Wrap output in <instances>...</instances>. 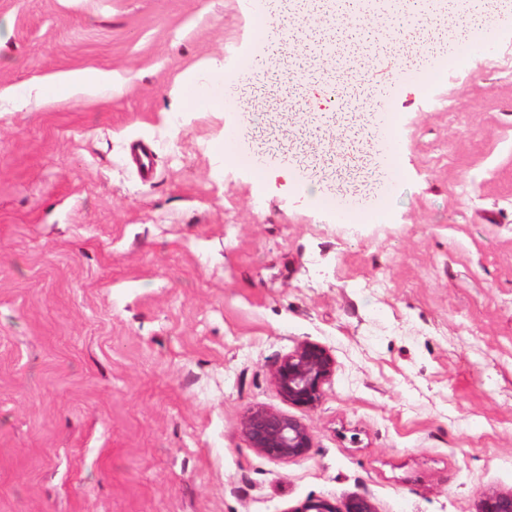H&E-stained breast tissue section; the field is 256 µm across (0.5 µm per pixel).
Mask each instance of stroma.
I'll list each match as a JSON object with an SVG mask.
<instances>
[{"instance_id": "stroma-1", "label": "stroma", "mask_w": 512, "mask_h": 512, "mask_svg": "<svg viewBox=\"0 0 512 512\" xmlns=\"http://www.w3.org/2000/svg\"><path fill=\"white\" fill-rule=\"evenodd\" d=\"M260 47L248 0H0V512H476L512 490V14L489 53L395 89L393 159L354 83L385 92L394 56L259 77ZM88 68L111 94L17 106ZM231 130L284 164L256 172ZM305 342L336 359L312 409L272 380ZM254 407L300 419L308 454L250 448ZM375 505L370 497L363 494H354L347 497L340 504L328 498H308L295 506L290 512H376Z\"/></svg>"}]
</instances>
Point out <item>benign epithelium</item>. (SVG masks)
I'll use <instances>...</instances> for the list:
<instances>
[{
	"label": "benign epithelium",
	"instance_id": "benign-epithelium-1",
	"mask_svg": "<svg viewBox=\"0 0 512 512\" xmlns=\"http://www.w3.org/2000/svg\"><path fill=\"white\" fill-rule=\"evenodd\" d=\"M335 369V358L326 347L305 342L282 359L272 379L285 401L314 408ZM242 431L249 447L273 460L293 459L312 448L311 434L301 420L270 408L250 409L242 421ZM290 512H376V508L370 497L354 494L339 504L328 498H308ZM477 512H512V491L486 494Z\"/></svg>",
	"mask_w": 512,
	"mask_h": 512
}]
</instances>
